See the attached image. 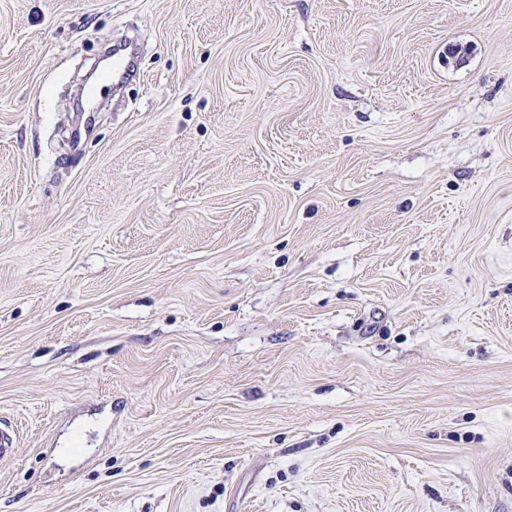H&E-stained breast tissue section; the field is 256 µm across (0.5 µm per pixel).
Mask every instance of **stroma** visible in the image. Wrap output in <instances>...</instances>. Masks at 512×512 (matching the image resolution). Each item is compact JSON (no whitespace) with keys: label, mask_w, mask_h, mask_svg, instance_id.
Instances as JSON below:
<instances>
[{"label":"stroma","mask_w":512,"mask_h":512,"mask_svg":"<svg viewBox=\"0 0 512 512\" xmlns=\"http://www.w3.org/2000/svg\"><path fill=\"white\" fill-rule=\"evenodd\" d=\"M0 512H512V0H0Z\"/></svg>","instance_id":"35a3bbf8"}]
</instances>
